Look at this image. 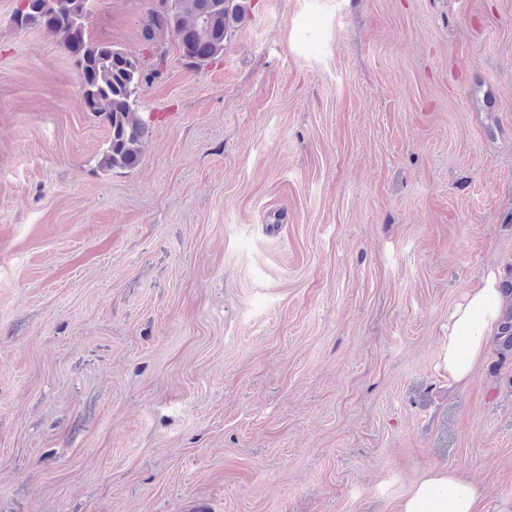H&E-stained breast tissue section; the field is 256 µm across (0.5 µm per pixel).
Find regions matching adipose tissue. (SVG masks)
I'll return each instance as SVG.
<instances>
[{"label":"adipose tissue","mask_w":512,"mask_h":512,"mask_svg":"<svg viewBox=\"0 0 512 512\" xmlns=\"http://www.w3.org/2000/svg\"><path fill=\"white\" fill-rule=\"evenodd\" d=\"M500 283L495 270H485L448 314L441 367L453 384L462 386L469 381L501 330L507 298ZM480 498L477 482L434 471L417 483L398 512H478Z\"/></svg>","instance_id":"1"}]
</instances>
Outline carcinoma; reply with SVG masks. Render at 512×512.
<instances>
[{
  "label": "carcinoma",
  "mask_w": 512,
  "mask_h": 512,
  "mask_svg": "<svg viewBox=\"0 0 512 512\" xmlns=\"http://www.w3.org/2000/svg\"><path fill=\"white\" fill-rule=\"evenodd\" d=\"M250 0H158L145 23V39L158 30L180 39L181 56L195 66L222 54L232 29L246 15ZM88 0H70L62 18L51 15L48 0H28L22 26H41L59 39L80 63L77 74L88 111L105 117L110 128L106 148L97 160L103 171L137 165L148 130L135 106L141 85L140 57L86 36Z\"/></svg>",
  "instance_id": "cac0c4a2"
}]
</instances>
